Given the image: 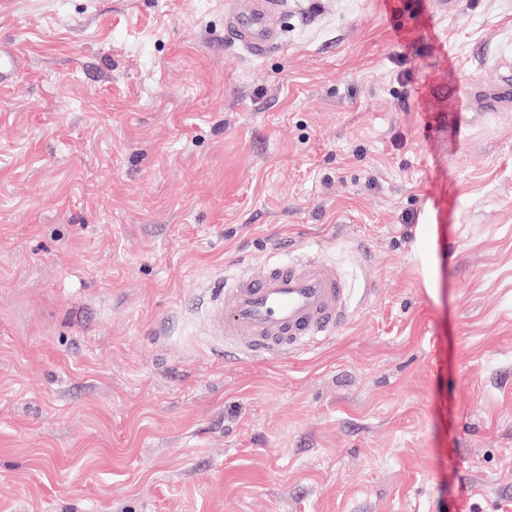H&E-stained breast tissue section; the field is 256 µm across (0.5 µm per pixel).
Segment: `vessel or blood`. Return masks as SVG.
<instances>
[{"mask_svg":"<svg viewBox=\"0 0 512 512\" xmlns=\"http://www.w3.org/2000/svg\"><path fill=\"white\" fill-rule=\"evenodd\" d=\"M280 0H234L227 18L233 43L259 56L278 41ZM210 319L225 343L254 355L287 356L325 337L348 315L349 291L335 266L318 259L274 261L217 280Z\"/></svg>","mask_w":512,"mask_h":512,"instance_id":"obj_1","label":"vessel or blood"}]
</instances>
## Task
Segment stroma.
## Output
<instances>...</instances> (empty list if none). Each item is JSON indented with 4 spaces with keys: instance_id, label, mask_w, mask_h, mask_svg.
<instances>
[{
    "instance_id": "stroma-1",
    "label": "stroma",
    "mask_w": 512,
    "mask_h": 512,
    "mask_svg": "<svg viewBox=\"0 0 512 512\" xmlns=\"http://www.w3.org/2000/svg\"><path fill=\"white\" fill-rule=\"evenodd\" d=\"M229 7L0 0V512H512V0ZM304 254L350 321L225 359L214 281ZM279 0H236L227 18V33L233 43L250 55L266 53L278 41L275 17ZM434 224H419L417 234L421 242L426 244V247L419 253V259L422 266L424 285L426 288H431L434 284L440 259L436 252L430 245V240L433 234Z\"/></svg>"
}]
</instances>
